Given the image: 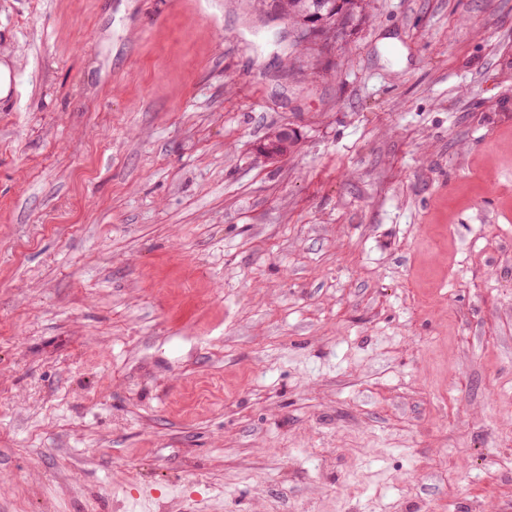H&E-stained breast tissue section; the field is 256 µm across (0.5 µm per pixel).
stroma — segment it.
<instances>
[{
	"instance_id": "1",
	"label": "stroma",
	"mask_w": 512,
	"mask_h": 512,
	"mask_svg": "<svg viewBox=\"0 0 512 512\" xmlns=\"http://www.w3.org/2000/svg\"><path fill=\"white\" fill-rule=\"evenodd\" d=\"M370 14L0 0V512H512V0ZM335 2L340 3L336 6L335 11L330 14L325 13L323 24L319 27L316 35L311 39L300 38L297 40L299 46H310L319 52L320 48L328 46L332 39L340 34V24L361 20L362 12L366 8L365 0H335ZM278 138L273 142H261L256 146V152L268 161H275L287 156L291 151L292 144L297 142V132L288 126L278 129Z\"/></svg>"
}]
</instances>
